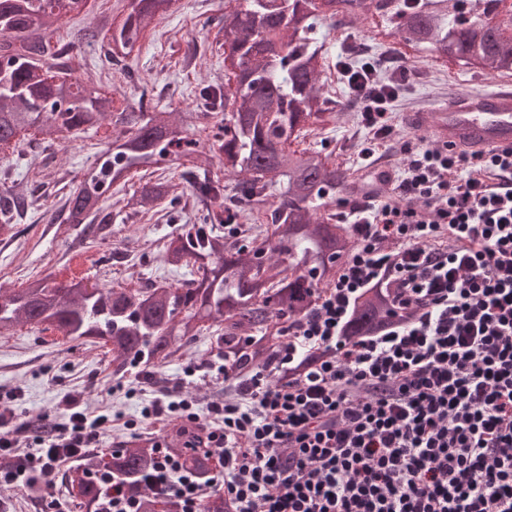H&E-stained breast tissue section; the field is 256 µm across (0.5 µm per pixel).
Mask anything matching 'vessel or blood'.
<instances>
[{
    "label": "vessel or blood",
    "instance_id": "obj_1",
    "mask_svg": "<svg viewBox=\"0 0 512 512\" xmlns=\"http://www.w3.org/2000/svg\"><path fill=\"white\" fill-rule=\"evenodd\" d=\"M405 125L436 146L482 154L512 144V86L474 89L432 109L408 112Z\"/></svg>",
    "mask_w": 512,
    "mask_h": 512
}]
</instances>
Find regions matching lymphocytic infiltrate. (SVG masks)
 Segmentation results:
<instances>
[{"label":"lymphocytic infiltrate","instance_id":"f902f5d3","mask_svg":"<svg viewBox=\"0 0 512 512\" xmlns=\"http://www.w3.org/2000/svg\"><path fill=\"white\" fill-rule=\"evenodd\" d=\"M374 67L336 78L370 130L363 158L386 147L399 91ZM393 199L344 213L356 247L275 360L217 372L237 395L199 410L182 386L143 407L137 431L212 423V480L157 446L146 484L200 512L222 489L231 512H512V146L468 155L402 143ZM383 287L400 319L347 338L364 289ZM66 421L22 435L0 413V491L65 504L51 481L83 460L109 424L67 398Z\"/></svg>","mask_w":512,"mask_h":512}]
</instances>
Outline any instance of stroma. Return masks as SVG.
<instances>
[{
	"label": "stroma",
	"instance_id": "35a3bbf8",
	"mask_svg": "<svg viewBox=\"0 0 512 512\" xmlns=\"http://www.w3.org/2000/svg\"><path fill=\"white\" fill-rule=\"evenodd\" d=\"M227 0H175L168 16L148 28L144 38L123 61L107 54L109 27L104 15L120 19L128 12V0H88L87 14L68 16L58 30L43 37L49 49L68 43L77 48L70 61L76 74L113 99L114 112L139 104L140 96L170 111L196 109L193 89L223 84L224 63L213 45L216 24ZM353 48L339 46L327 37L324 50L330 61L348 51L372 56L380 66L376 80L392 83L402 68L410 80L396 104L397 115L430 107L466 89H491L501 84L496 73L470 69L443 60L436 53H420L416 63L396 57V38L378 40L367 24H360ZM122 132L115 120L88 130L76 139L27 141L17 150L0 152V196H24L28 210L21 214L13 237H0V286L17 288L29 276H51L59 282L75 277L108 286L130 282L176 284L189 279V269L170 272L159 257L162 242L193 223L191 209L165 211L153 207L145 215L130 218L124 209L127 194L139 190V178H131L123 192L104 203L111 222L104 235L80 236L76 229L56 220L65 197L77 188L94 166L95 154L105 136ZM367 130L360 112L339 113L325 132L304 144L331 153L353 173L364 171L356 154ZM112 355L106 347L70 340L57 329L17 327L0 337V413L14 414L17 423L35 425L63 420L62 401L68 394L80 395L89 410L112 417L101 438L103 447L130 440L127 420L138 413L140 400L135 373L115 379L107 364ZM218 355L208 339L186 347L184 355L158 369L151 378L157 389L176 385L184 370L199 368L190 391L200 404L223 398L224 379L211 371Z\"/></svg>",
	"mask_w": 512,
	"mask_h": 512
}]
</instances>
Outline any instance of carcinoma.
I'll use <instances>...</instances> for the list:
<instances>
[{
	"label": "carcinoma",
	"mask_w": 512,
	"mask_h": 512,
	"mask_svg": "<svg viewBox=\"0 0 512 512\" xmlns=\"http://www.w3.org/2000/svg\"><path fill=\"white\" fill-rule=\"evenodd\" d=\"M224 12V92L208 87L198 99L216 109H230L215 134L218 153L181 136L174 112L145 102L119 114L126 130L99 151L90 176L68 197L56 215L62 224L100 233L107 227L102 203L112 188L127 182L134 169L185 159L207 171L215 155L224 173L239 180L229 186L208 178L192 182L201 201L224 199L208 211L204 223L191 224L163 245L162 261L172 271L196 268V277L178 286L153 283L140 287H86L85 279L57 283L32 278L20 288L0 289V336L19 325L56 328L72 341L99 340L111 346L112 377L134 367L145 373L167 363L203 331L224 361L252 369L271 362L280 342L283 317L297 318L315 296L335 281L336 259L355 246L349 226L327 214L336 196L358 189L349 169L336 165L316 148L298 147L305 128L330 122L351 107L321 92L328 67L319 40L338 26L350 30L376 13L384 32L398 35L413 49H430L466 65L512 75V33L492 23L503 0H236ZM172 0H130L122 24L112 31V59L126 57L143 32L163 19ZM87 0H0V150L31 135L51 140L77 137L97 128L112 112V100L89 88L68 71L62 57L45 53L36 36L56 31L61 20L81 13ZM177 185L164 178L147 180L126 200L134 212L179 198ZM278 190L273 209L267 190ZM22 197L0 198V234L11 228ZM271 231L246 245L226 242L217 228L237 220L239 210ZM394 299L385 290L362 292L345 328L346 336H366L392 320ZM203 432L172 424L163 440L168 450L202 479L209 478ZM154 455L142 438L108 454L89 453L66 476L70 497L86 509L107 503L97 474L105 472L137 498L144 512H176L171 501L143 481ZM200 512H228L224 494L214 491Z\"/></svg>",
	"instance_id": "cac0c4a2"
}]
</instances>
